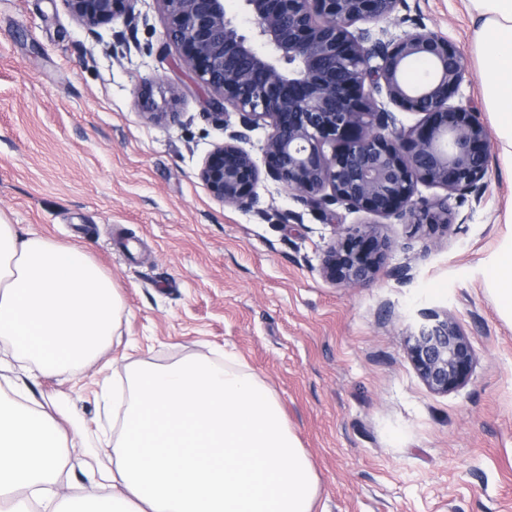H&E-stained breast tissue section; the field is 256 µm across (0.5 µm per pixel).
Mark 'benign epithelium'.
Masks as SVG:
<instances>
[{
	"mask_svg": "<svg viewBox=\"0 0 512 512\" xmlns=\"http://www.w3.org/2000/svg\"><path fill=\"white\" fill-rule=\"evenodd\" d=\"M65 2L91 33L117 18L137 26L134 0ZM157 2L166 42L211 93L209 116L226 130L198 171L213 198L250 209L258 183L269 178L318 208L374 217L336 235L323 255L325 278L351 286L374 279L388 249L384 220L435 232L457 218L449 200L481 201L489 132L461 93L466 69L457 50L424 28L394 38L371 27L406 0H241L252 22L246 32L224 0ZM418 57L432 71L411 85L403 74ZM397 109L423 122L400 126ZM260 126L269 128L262 167L245 148ZM420 184L445 195L420 203ZM407 355L438 394L463 386L476 360L470 337L446 311L420 314Z\"/></svg>",
	"mask_w": 512,
	"mask_h": 512,
	"instance_id": "1",
	"label": "benign epithelium"
}]
</instances>
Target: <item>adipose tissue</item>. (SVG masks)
I'll list each match as a JSON object with an SVG mask.
<instances>
[{
    "mask_svg": "<svg viewBox=\"0 0 512 512\" xmlns=\"http://www.w3.org/2000/svg\"><path fill=\"white\" fill-rule=\"evenodd\" d=\"M484 102L512 162V0H470ZM487 283L512 322V243ZM122 302L80 248L0 220V337L14 359L56 374L116 336ZM108 512H313L318 475L274 396L233 360L133 365L119 388ZM81 441L42 403L0 401V499L10 512L52 500Z\"/></svg>",
    "mask_w": 512,
    "mask_h": 512,
    "instance_id": "1",
    "label": "adipose tissue"
}]
</instances>
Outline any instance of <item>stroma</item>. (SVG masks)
<instances>
[{"instance_id": "35a3bbf8", "label": "stroma", "mask_w": 512, "mask_h": 512, "mask_svg": "<svg viewBox=\"0 0 512 512\" xmlns=\"http://www.w3.org/2000/svg\"><path fill=\"white\" fill-rule=\"evenodd\" d=\"M134 9L138 28L119 45L122 20L91 34L64 0H0V219L82 247L124 301L118 336L95 358L55 376L17 368L12 380L66 411L80 459L108 464L112 383L129 364L229 352L274 395L313 464L317 512H512V323L486 285L512 241V165L482 98L468 0H407L382 26L456 46L464 92L491 130L487 189L453 201L460 221L446 234L383 225L386 260L356 286L320 265L335 232L367 215L313 209L269 179L251 210L210 195L198 169L224 129L166 44L157 0ZM173 111V122L150 118ZM440 310L476 351L467 384L445 394L406 352L419 313Z\"/></svg>"}]
</instances>
